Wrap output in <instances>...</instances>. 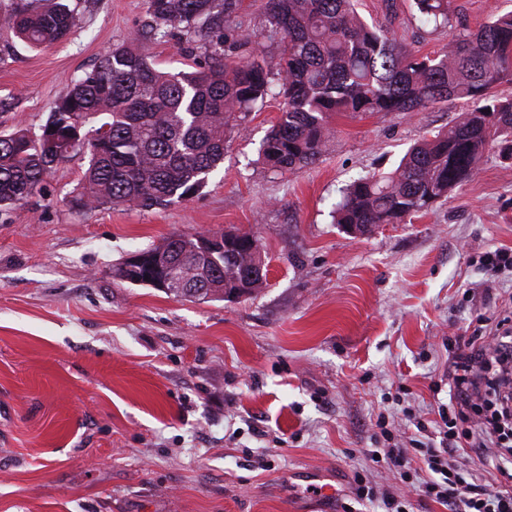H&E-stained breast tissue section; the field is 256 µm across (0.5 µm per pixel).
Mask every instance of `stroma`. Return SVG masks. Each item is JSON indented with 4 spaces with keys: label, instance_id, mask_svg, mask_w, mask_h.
I'll return each mask as SVG.
<instances>
[{
    "label": "stroma",
    "instance_id": "1",
    "mask_svg": "<svg viewBox=\"0 0 512 512\" xmlns=\"http://www.w3.org/2000/svg\"><path fill=\"white\" fill-rule=\"evenodd\" d=\"M265 2L242 0L232 21L275 58ZM68 4L69 37L45 50L0 32V134L40 133L71 82L149 23L147 0ZM357 10L416 54L448 47L451 29L413 0ZM142 47L171 72L209 64L195 35ZM279 108L270 97L237 121L205 186L167 208L76 207L78 153L0 213V512H383L352 493L359 473L394 481L365 456L378 414L415 437L402 410L447 402L449 337L505 314L512 274L478 257L512 248V159L490 151L447 202L354 236L335 220L342 188L395 168L467 103L336 117L316 162L283 173L260 158ZM207 231L256 233L265 286L202 302L114 274Z\"/></svg>",
    "mask_w": 512,
    "mask_h": 512
}]
</instances>
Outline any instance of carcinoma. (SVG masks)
I'll use <instances>...</instances> for the list:
<instances>
[{"instance_id":"1","label":"carcinoma","mask_w":512,"mask_h":512,"mask_svg":"<svg viewBox=\"0 0 512 512\" xmlns=\"http://www.w3.org/2000/svg\"><path fill=\"white\" fill-rule=\"evenodd\" d=\"M414 3L425 22L455 26L444 54L419 56L399 45L359 16L355 0H266L269 38L283 46L274 64L262 52L239 56L251 34L228 22L242 0H147L149 30L106 52L51 109L45 127L77 130L78 141L47 145L24 129L0 140V209L33 195L55 163L82 149L89 160L77 206L149 210L184 201L224 161L229 127L270 95L282 98L280 115L261 153L274 171L314 163L337 116L421 112L465 99L471 108L447 131L413 145L393 170L354 179L336 208V223L361 234L405 224L448 200L489 150L512 158V97L496 92L512 84V11L472 28L453 19L452 0ZM72 25L65 0L0 12V29L32 49L64 41ZM178 28L203 37L207 70L162 71L141 49L142 39H165ZM164 243L171 259L195 264L192 236ZM254 243L260 239L248 232L231 254L198 265L197 299L223 294L224 279L252 262Z\"/></svg>"}]
</instances>
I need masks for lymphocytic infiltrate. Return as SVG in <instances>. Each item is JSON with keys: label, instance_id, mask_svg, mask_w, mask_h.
I'll list each match as a JSON object with an SVG mask.
<instances>
[{"label": "lymphocytic infiltrate", "instance_id": "1", "mask_svg": "<svg viewBox=\"0 0 512 512\" xmlns=\"http://www.w3.org/2000/svg\"><path fill=\"white\" fill-rule=\"evenodd\" d=\"M447 377L448 401L434 423L439 445L396 440L368 455L444 512H512V317L449 344ZM490 465L498 478L479 483Z\"/></svg>", "mask_w": 512, "mask_h": 512}]
</instances>
